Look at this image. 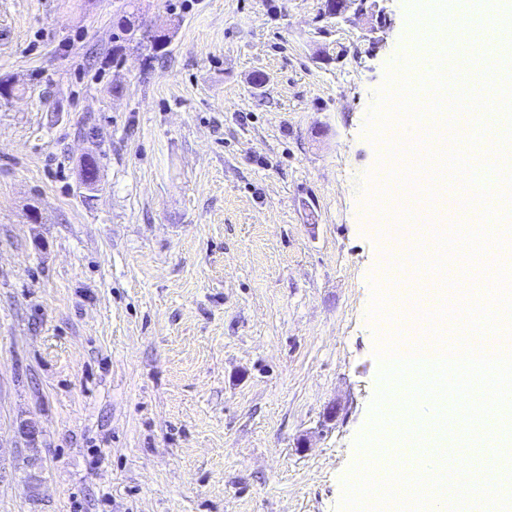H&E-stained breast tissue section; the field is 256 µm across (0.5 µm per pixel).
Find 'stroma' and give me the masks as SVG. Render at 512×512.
Wrapping results in <instances>:
<instances>
[{
  "label": "stroma",
  "instance_id": "stroma-1",
  "mask_svg": "<svg viewBox=\"0 0 512 512\" xmlns=\"http://www.w3.org/2000/svg\"><path fill=\"white\" fill-rule=\"evenodd\" d=\"M412 13L0 0V512H341L383 387L370 113Z\"/></svg>",
  "mask_w": 512,
  "mask_h": 512
}]
</instances>
